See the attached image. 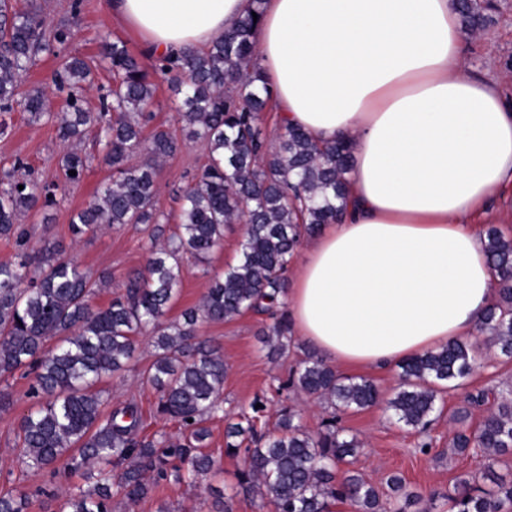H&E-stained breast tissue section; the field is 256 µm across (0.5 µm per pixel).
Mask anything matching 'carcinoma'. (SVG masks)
Wrapping results in <instances>:
<instances>
[{"label":"carcinoma","instance_id":"obj_1","mask_svg":"<svg viewBox=\"0 0 512 512\" xmlns=\"http://www.w3.org/2000/svg\"><path fill=\"white\" fill-rule=\"evenodd\" d=\"M461 23L476 31L485 26L494 5L488 0H457ZM253 15L205 50L186 49L143 65L127 45L101 38L102 57L112 70V87L101 111L84 107L83 91L92 74L89 64L64 56L56 85L68 90L67 112L57 117L47 108L41 90L21 86L40 55L62 47L70 29L49 32L34 8L16 10L0 0V114L17 109L38 121L57 123L64 143L79 144L89 133L105 141V163L112 177L87 208L72 218L73 236L95 232L103 224H158L157 161L179 149L176 137L161 129L143 135L152 120L149 110L155 84L166 78L179 98L178 116L192 139L204 140L208 160L180 201L177 231L151 249L145 272L127 279L125 293L101 308L94 303L107 275L89 277L59 249L46 246L24 252L15 263L0 264V379L19 370L34 373L31 394L42 396L19 424L20 461L34 473L55 470L66 460L73 470L98 465L94 487L77 489L60 502L58 512H112L111 492L136 504L148 497L159 479L193 483L214 474L216 460L205 451L207 422L222 410L219 400L226 367L219 348L195 340L201 321L224 322L244 313L275 317L262 342L279 355L290 333L285 303L287 273L304 236L339 221L347 203L349 145L321 142L305 130L285 126L277 144L269 143L259 115L272 91L255 69ZM135 153L146 159L129 163ZM88 158L73 148L63 154L53 181L16 179V160L4 172L9 188L0 191V236L20 238V215L38 212L52 196L79 182ZM76 174L71 175L69 171ZM24 189H19V186ZM246 220L238 262L213 278L199 306L169 322L167 313L177 293L182 259H205L224 238V226ZM485 249L498 279L499 298L484 315L480 330L501 355L512 358V237L491 225ZM153 332V360L142 382L158 393L157 413L175 421L179 434L149 438L140 434L142 415L127 403L104 412L95 386L121 373L136 349V336ZM476 366L473 347L461 341L400 363L401 383L386 401L398 422L426 434L439 411L440 394L456 389ZM300 391L323 398L336 411L363 410L381 398L378 387L363 377H341L314 353L302 359L291 378ZM494 401L477 429L458 431L453 448L489 457L512 449V401L492 389L469 396L472 406ZM338 416L326 431L312 434L291 408L282 410L278 435L257 432L250 419L228 422L225 452L242 456L238 486L268 501L273 512H329L335 501L351 502L358 512H406L422 496L403 492L400 477L391 475V494L378 490L339 465L359 454L361 442L336 429ZM250 441L241 447L237 438ZM483 489L461 479V490L449 499L450 512H512V481L494 480ZM29 496L22 490L0 493V512H26Z\"/></svg>","mask_w":512,"mask_h":512}]
</instances>
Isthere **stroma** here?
Listing matches in <instances>:
<instances>
[{
    "instance_id": "35a3bbf8",
    "label": "stroma",
    "mask_w": 512,
    "mask_h": 512,
    "mask_svg": "<svg viewBox=\"0 0 512 512\" xmlns=\"http://www.w3.org/2000/svg\"><path fill=\"white\" fill-rule=\"evenodd\" d=\"M16 8L36 7L47 26L69 24L71 36L64 46L67 54L92 62L94 78L84 95L91 110L100 106L98 90L108 87L112 74L99 59L100 40L103 36L120 38L130 50L138 52L142 43L138 35L109 15L108 0H81L79 18H72V0H12ZM466 56L473 75L497 83L507 95L512 96V0H495L487 25L475 32H465ZM157 90L152 106L153 125L171 132L180 142L179 150L164 159L159 166L156 208L161 215L157 224L105 225L97 231L73 238L70 222L74 214L84 208L95 196L100 186L107 182L112 171L103 160L104 151L94 137H87L80 145L89 158V166L78 184L69 186L65 197L46 210L45 214L27 213L19 222L27 233V247L38 250L48 245L58 246L64 256L73 258L82 270L91 276L108 274L109 283L96 295V305L108 306L112 299L124 291L129 273L144 270L152 244L165 242L177 228L176 215L179 196L193 185L206 158L201 141L188 139L178 119L176 97L167 81L156 78ZM8 126L0 136V172L10 168L12 161L22 160L24 167L16 173L24 178L27 171L37 176L52 177L64 145L57 136V126L52 122L32 121L29 114L14 111L6 114ZM246 223L237 221L224 230V240L202 262L185 260L182 282L170 308L169 321H178L185 309L198 306L209 281L222 274L239 258ZM266 316L252 312L230 321L202 323L198 327L199 339L218 346L224 353L226 374L222 399L225 415L246 413L254 415L258 429L273 434L281 408L294 407L300 414V423L308 431L321 428L330 411L317 399L287 387L291 369L295 368L311 345L301 337H293L288 349L280 355H269L260 340V332L267 325ZM151 331L137 337L136 350L121 376L103 380L102 390L107 408L127 402H136L146 422V436L178 432L175 422L156 412L157 395L141 381L143 369L152 360ZM481 362L465 386L444 391L440 404L442 413L430 427L427 438L429 449H421L423 438L408 427L397 423L384 403L361 411L342 414L341 426L348 435L356 436L362 450L350 468L365 481L384 488L389 475L403 478L408 491L435 493L436 498L426 508L412 506L408 512H448V495L454 494L460 477L473 475L478 486L489 488L484 477L486 469L512 481V451L488 460L484 455L457 454L450 443L457 424L453 412L469 408L468 394L481 389L512 391V360L499 355L486 335L470 337ZM32 376L16 372L8 380H0V390L11 396V405L0 411V492L22 489L31 493L28 512H55L57 501L73 487H89L82 472L58 468L56 473H31L19 461L17 439L21 417L35 403L30 394ZM467 428H475L486 415V408H469ZM225 416L209 421L211 437L208 450L213 454L219 471L196 485L158 481L151 496L136 506H129L122 495L112 498V512H157L167 507L169 512H209L210 489L223 491L233 512H265L258 495H244L237 491V473L241 459L227 455L225 448Z\"/></svg>"
}]
</instances>
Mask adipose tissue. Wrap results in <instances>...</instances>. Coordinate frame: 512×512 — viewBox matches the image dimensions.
Returning <instances> with one entry per match:
<instances>
[{"instance_id":"1","label":"adipose tissue","mask_w":512,"mask_h":512,"mask_svg":"<svg viewBox=\"0 0 512 512\" xmlns=\"http://www.w3.org/2000/svg\"><path fill=\"white\" fill-rule=\"evenodd\" d=\"M153 54L202 49L260 12L256 66L282 120L351 147L350 204L285 299L344 367L388 370L474 335L498 284L479 229L512 188V100L465 68L454 0H110Z\"/></svg>"}]
</instances>
